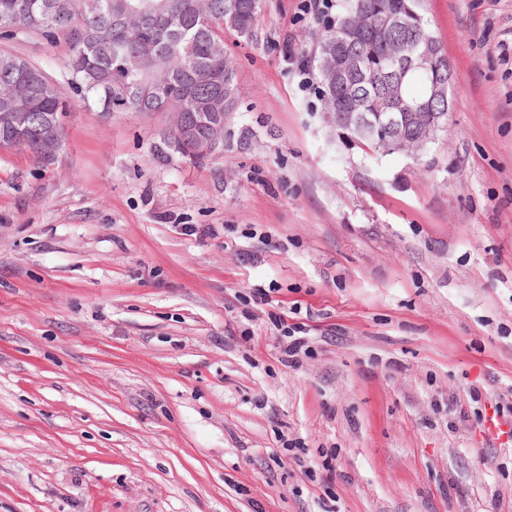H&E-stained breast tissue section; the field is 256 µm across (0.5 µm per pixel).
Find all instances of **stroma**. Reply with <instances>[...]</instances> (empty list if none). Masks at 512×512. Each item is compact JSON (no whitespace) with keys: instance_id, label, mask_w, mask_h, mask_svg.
Listing matches in <instances>:
<instances>
[{"instance_id":"stroma-1","label":"stroma","mask_w":512,"mask_h":512,"mask_svg":"<svg viewBox=\"0 0 512 512\" xmlns=\"http://www.w3.org/2000/svg\"><path fill=\"white\" fill-rule=\"evenodd\" d=\"M424 11L454 82L416 157L326 124L301 0L225 31L204 162L77 97L52 163L0 147V512H512V0ZM1 50L67 86L63 37ZM277 330L282 342V353L286 358L282 359L285 363L292 364L299 353L308 354L311 351V336H307L310 329L304 322L292 323L288 325L286 319H282L278 324ZM301 334V335H299Z\"/></svg>"}]
</instances>
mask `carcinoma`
I'll return each mask as SVG.
<instances>
[{
  "label": "carcinoma",
  "instance_id": "obj_1",
  "mask_svg": "<svg viewBox=\"0 0 512 512\" xmlns=\"http://www.w3.org/2000/svg\"><path fill=\"white\" fill-rule=\"evenodd\" d=\"M247 1V10L237 24L231 25L242 37H251L260 0H155L159 12L146 25L125 32L116 40L101 36L112 28V15L122 0H97L90 8L86 0H9L11 17L0 18V36L8 39L17 30L39 31L47 37L65 35L71 46L67 66L72 73L69 90L65 91L41 69L27 61L0 51V84L11 77L15 65H22L35 78L43 98L42 112L57 129L59 117L68 108L69 94L93 104L102 112L134 109L150 112L151 93L156 86L167 89L160 102L161 112H183L192 115L203 111L202 105L211 99V85L204 73L212 69L224 72V97L235 102L233 59L216 51V43H224V18L233 12V4ZM182 11L187 17L183 37L172 40L166 31V16ZM393 10L402 16L401 24L385 32L377 31L380 17ZM358 23L366 32L354 38L350 25ZM152 36L157 49L147 56L141 49L145 35ZM399 43L403 52L417 55L438 45L425 16L422 0H344L342 13L317 43L313 63L318 80V96L322 112H330L336 128L347 133L351 140L389 155L391 147L381 141L361 137L353 122L363 113L375 125L384 119V104L391 96L405 101L424 102L429 98V75L420 70H402L387 60L386 46ZM360 51L364 55V73L343 89L328 78V59L336 54ZM433 111L422 112L418 120L408 121L393 133V137L410 140L433 115L448 119V101L431 103ZM0 146L19 147L42 162L52 155L39 153L27 141L0 135Z\"/></svg>",
  "mask_w": 512,
  "mask_h": 512
}]
</instances>
